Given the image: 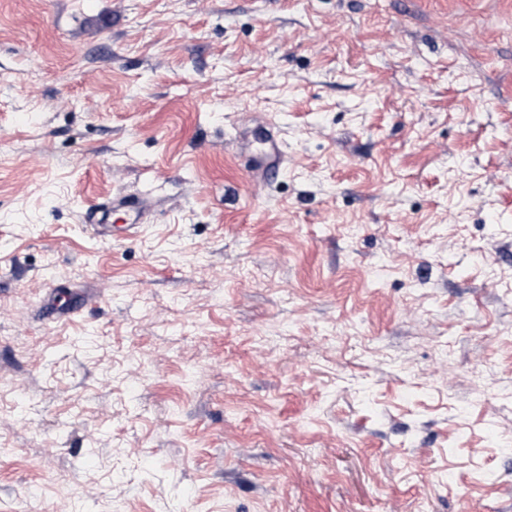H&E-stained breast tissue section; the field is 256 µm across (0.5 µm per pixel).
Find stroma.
Instances as JSON below:
<instances>
[{
    "mask_svg": "<svg viewBox=\"0 0 512 512\" xmlns=\"http://www.w3.org/2000/svg\"><path fill=\"white\" fill-rule=\"evenodd\" d=\"M0 512H512V0H0ZM254 140H245L240 134L237 139L239 149H247L253 159V172L265 180H274L282 172L287 155L282 139L274 133L272 124L261 120L256 122ZM261 138L258 139V136ZM260 141L261 147L253 150V142ZM99 211H91L83 216L87 224L97 236L106 240L131 239L141 229V224H105L103 215L98 217ZM60 300L52 301L48 306L41 310L40 316L42 319H46L50 323H55L64 318L74 316L79 310L86 309L91 306V297L89 294L85 295L84 298H80L78 303L75 304L73 299L60 295Z\"/></svg>",
    "mask_w": 512,
    "mask_h": 512,
    "instance_id": "35a3bbf8",
    "label": "stroma"
}]
</instances>
